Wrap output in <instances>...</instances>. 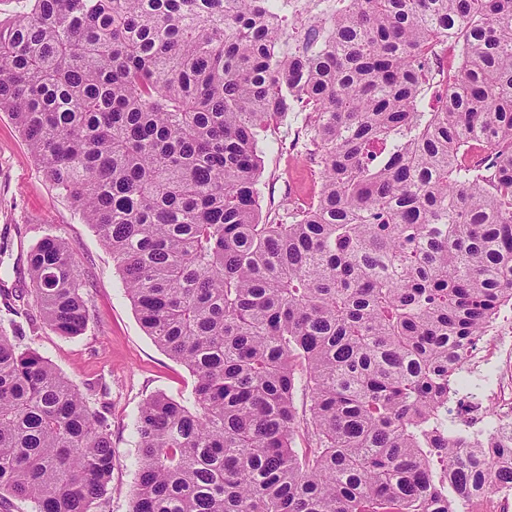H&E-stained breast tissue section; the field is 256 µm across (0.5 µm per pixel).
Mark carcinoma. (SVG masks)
Masks as SVG:
<instances>
[{"label": "carcinoma", "mask_w": 512, "mask_h": 512, "mask_svg": "<svg viewBox=\"0 0 512 512\" xmlns=\"http://www.w3.org/2000/svg\"><path fill=\"white\" fill-rule=\"evenodd\" d=\"M0 112L195 379L138 411L130 512H457L512 489V421L444 413L512 303V0H24L0 18ZM290 112L321 185L266 222L262 144ZM27 263L42 324L83 335L67 241ZM21 338L0 329V498L101 512L108 417Z\"/></svg>", "instance_id": "carcinoma-1"}]
</instances>
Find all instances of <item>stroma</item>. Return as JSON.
Masks as SVG:
<instances>
[{"mask_svg": "<svg viewBox=\"0 0 512 512\" xmlns=\"http://www.w3.org/2000/svg\"><path fill=\"white\" fill-rule=\"evenodd\" d=\"M261 207L273 220L313 199L320 189V167L310 153L305 115L289 113L262 147ZM68 242L86 281L90 320L84 335L69 338L47 328H31L36 308L15 310L0 294V325L17 322L26 341L79 389L99 383L111 423L116 461L112 491L102 512H129L138 448L133 422L142 403L158 392L190 398L194 379L142 329L121 276L94 230L68 200L44 179L8 113L0 112V291L31 288L27 254L44 234Z\"/></svg>", "mask_w": 512, "mask_h": 512, "instance_id": "1", "label": "stroma"}]
</instances>
